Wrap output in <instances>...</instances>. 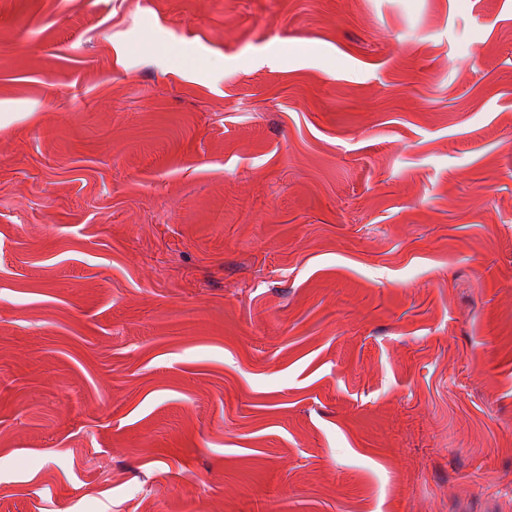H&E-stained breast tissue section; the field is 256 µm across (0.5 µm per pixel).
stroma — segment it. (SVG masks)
Returning a JSON list of instances; mask_svg holds the SVG:
<instances>
[{
    "label": "stroma",
    "instance_id": "obj_1",
    "mask_svg": "<svg viewBox=\"0 0 512 512\" xmlns=\"http://www.w3.org/2000/svg\"><path fill=\"white\" fill-rule=\"evenodd\" d=\"M0 512H512V0H0Z\"/></svg>",
    "mask_w": 512,
    "mask_h": 512
}]
</instances>
